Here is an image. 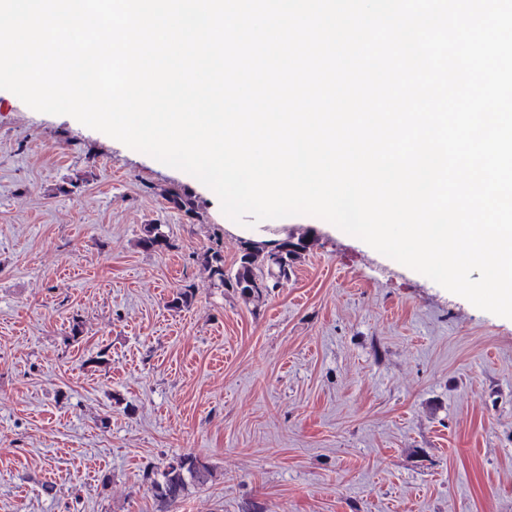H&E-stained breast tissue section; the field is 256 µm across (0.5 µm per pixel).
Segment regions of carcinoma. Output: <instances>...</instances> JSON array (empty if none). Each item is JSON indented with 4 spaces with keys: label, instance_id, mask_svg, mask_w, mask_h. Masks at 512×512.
<instances>
[{
    "label": "carcinoma",
    "instance_id": "cac0c4a2",
    "mask_svg": "<svg viewBox=\"0 0 512 512\" xmlns=\"http://www.w3.org/2000/svg\"><path fill=\"white\" fill-rule=\"evenodd\" d=\"M169 203L187 214L195 212L193 198L185 192L174 191ZM140 245L147 251H160L168 247L165 234L159 224H146L140 238ZM298 245L284 242L275 247L266 242L246 243L242 246L236 269L224 271V255L220 241L204 254V262L209 266L212 276L223 286L236 288L243 295H250L263 288L257 276L262 267L277 270L278 276L286 277L291 271L297 256ZM213 478L209 464L201 457L191 453L172 459L163 469L147 475L150 480L157 512H169V508L185 496L191 486H204Z\"/></svg>",
    "mask_w": 512,
    "mask_h": 512
}]
</instances>
